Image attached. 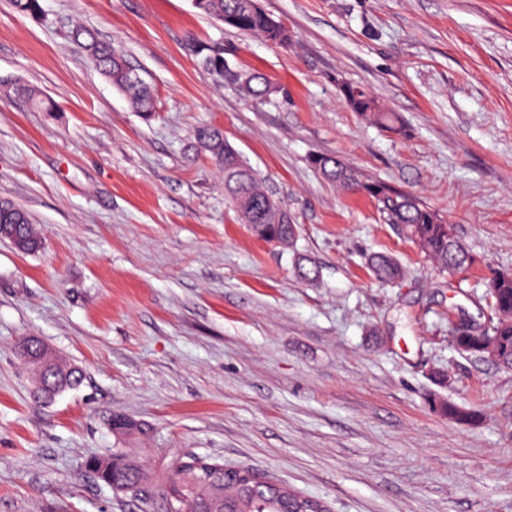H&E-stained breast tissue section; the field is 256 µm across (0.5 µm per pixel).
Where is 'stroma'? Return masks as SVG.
<instances>
[{"label": "stroma", "mask_w": 512, "mask_h": 512, "mask_svg": "<svg viewBox=\"0 0 512 512\" xmlns=\"http://www.w3.org/2000/svg\"><path fill=\"white\" fill-rule=\"evenodd\" d=\"M44 21L0 0V199L42 245L0 239V512H149L85 472L122 412L150 423L148 463L195 454L251 468L328 512H512V370L457 353L484 323L488 268L512 273V0H260L276 45L192 0H41ZM112 42L151 85L144 117L70 38ZM265 74V100L202 67L194 42ZM397 113L366 124L340 82ZM50 99L37 110L15 85ZM226 140L296 226L254 235L195 141ZM335 155L437 210L476 264L449 274L372 202L312 168ZM380 252L403 280H373ZM319 268L296 274L299 259ZM24 336L81 368L40 404ZM441 397L478 411L465 426Z\"/></svg>", "instance_id": "1"}]
</instances>
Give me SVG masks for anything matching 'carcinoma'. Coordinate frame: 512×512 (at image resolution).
<instances>
[{"label": "carcinoma", "instance_id": "cac0c4a2", "mask_svg": "<svg viewBox=\"0 0 512 512\" xmlns=\"http://www.w3.org/2000/svg\"><path fill=\"white\" fill-rule=\"evenodd\" d=\"M193 2L201 14L218 19L243 34L280 43L282 22L262 9L253 8L252 0ZM12 6L32 19H44L40 0H12ZM71 39L82 46L93 69L129 96L136 111L147 117L155 112L150 88L135 77L124 55L86 27L73 28ZM195 52L208 71L235 86L244 97L258 99L272 93V85L266 77L232 66L221 50L198 43ZM340 91L348 106L364 120L389 130L397 129L399 117L386 111L365 88L343 82ZM196 138L224 167V195L241 221L250 225L258 237L284 247L291 246L296 237L295 225L280 223L281 204L262 186L254 171L224 140L223 134L204 127L197 131ZM312 164L325 180L367 196L374 204L379 221L395 228L438 268L458 272L473 263L467 251L457 249L459 241L454 225L445 222L436 210L414 196L382 182L363 181L353 168L334 156L316 155ZM0 237L27 252L40 247V239L27 213L6 200H0ZM368 266L374 279L382 284H393L404 277L402 267L383 253L371 255ZM486 287L485 298L492 300L497 311L487 334L462 341L454 339L452 344L457 350L476 353L484 342L496 343L500 349L497 364L512 369V273L491 272ZM18 353L34 366L38 399L44 402L52 401L83 381L79 368L63 364L36 339L27 347L18 346ZM446 417L457 423L473 424L479 414L450 403ZM114 418L115 423L109 424V428L117 441L145 440L150 436L149 424L123 413L114 414ZM221 467L223 463L210 457L187 455L167 474H159L127 448H114L107 456H91L85 462V468L98 480L109 486L114 482L124 483L129 488L127 494L156 506V512H289L296 508L300 496L287 487L273 480L263 486L231 482L224 479Z\"/></svg>", "mask_w": 512, "mask_h": 512}]
</instances>
